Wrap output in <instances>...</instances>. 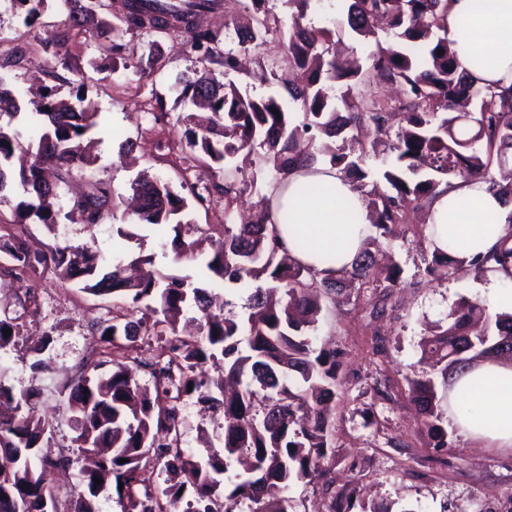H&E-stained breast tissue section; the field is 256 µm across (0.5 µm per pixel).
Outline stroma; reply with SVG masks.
I'll return each instance as SVG.
<instances>
[{
  "label": "stroma",
  "instance_id": "obj_1",
  "mask_svg": "<svg viewBox=\"0 0 512 512\" xmlns=\"http://www.w3.org/2000/svg\"><path fill=\"white\" fill-rule=\"evenodd\" d=\"M268 8L272 20L255 47L240 44L237 36L239 28L252 22L250 0H229L226 7L206 14L204 22L218 34L224 50L248 60V74L235 75L236 83L252 95L281 98L282 83L267 70L285 54L291 17L283 0H269ZM49 38L60 42L59 55L46 52ZM156 58L161 69L143 77L142 69ZM207 68L184 32L160 35L136 29L118 38L100 36L74 27L64 0H47L32 22L14 0H0V79L13 90L42 84L95 105L103 121L95 132L94 177L110 182L120 199L143 169L170 180L182 196L194 188L205 193V203H192L187 214L194 226L187 238L201 243L193 259L173 252L171 228L134 225L121 202L97 226L69 218L71 189L85 181L80 174L59 191L55 207L60 232L74 243L95 245L107 257L117 254L129 261L151 256L154 270L162 275L201 278L212 242L224 237V196L213 188L224 176L201 165L187 148L183 117L188 108L177 100L172 85L178 76ZM208 69L215 77L224 75L223 67ZM129 139L135 147L127 152L123 145ZM23 198L19 188L0 197V235L42 248L50 240L45 228L15 221ZM130 224L135 238L119 237L117 228ZM366 247L380 272L369 284L357 282L337 293L309 332L314 349L343 354L334 410L336 465L328 482L291 485L294 512H332L333 492L353 487L365 500L392 502L394 512H512V454L463 440L453 431L448 454L436 452L409 390L420 367L419 342L426 325L445 320L461 299L488 303L485 277L465 270L445 282L429 281L424 274L432 251L428 227L413 213L393 235L372 233ZM391 265L401 270L395 288L385 285L383 269ZM116 315L134 322L141 317L118 298L90 295L50 273L35 282L0 261V319L16 331L11 344L0 349V365L15 391L33 383L42 389L33 406L54 425L41 443L43 452L65 462L47 477L62 512H70L80 474L89 464L74 441L66 411L65 386L76 367L88 360L135 361L140 384L153 385L145 363L161 353L155 338L139 335L112 346L95 336L96 326ZM45 338L50 365L38 373L32 368L33 349ZM181 417L185 454L201 457L219 451V412L191 397L183 401Z\"/></svg>",
  "mask_w": 512,
  "mask_h": 512
}]
</instances>
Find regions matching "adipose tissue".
Listing matches in <instances>:
<instances>
[{
    "label": "adipose tissue",
    "mask_w": 512,
    "mask_h": 512,
    "mask_svg": "<svg viewBox=\"0 0 512 512\" xmlns=\"http://www.w3.org/2000/svg\"><path fill=\"white\" fill-rule=\"evenodd\" d=\"M447 37L459 69L481 83L512 88V0H452ZM274 215H287L280 239L291 257L320 271L350 266L369 225L367 207L353 184L319 165L277 185ZM512 218L508 203L486 184L439 187L429 211L437 248L454 257L495 249ZM306 239L307 248L297 246ZM446 418L471 442L512 449V361L487 360L458 377L448 389Z\"/></svg>",
    "instance_id": "adipose-tissue-1"
}]
</instances>
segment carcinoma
<instances>
[{"label": "carcinoma", "mask_w": 512, "mask_h": 512, "mask_svg": "<svg viewBox=\"0 0 512 512\" xmlns=\"http://www.w3.org/2000/svg\"><path fill=\"white\" fill-rule=\"evenodd\" d=\"M310 2L286 0L293 25L284 69L300 76L286 82V91L300 105L301 122L293 120L283 100L252 96L207 73L178 80L180 95L192 102L197 88L205 87L207 111L184 117L192 125L187 145L202 161L224 172V240L213 245L205 264L207 278L198 282L151 269L133 280L126 275L124 261L107 268L98 250L59 237L58 213L50 199L73 171L94 163L88 133L99 127L101 113L82 98L78 107L55 91L40 102H26L0 83V118H8L0 122V196L19 183L27 197L16 206L17 223L35 222L52 236L46 250L34 254L22 240L0 236V256L32 276L51 271L91 295H119L144 307L136 324L115 318L98 324L94 334L100 341L128 339L138 327L163 342V360L149 371L153 394L140 385L133 368L120 362L97 376L82 370L67 385L78 447L91 454L111 449L82 474L83 491L74 512H98L99 498L110 497L114 481L123 483L127 512H158L155 498H136L137 474L148 464L161 465L167 473L161 494L169 512H234L241 504L247 512H289L292 505L285 492L290 485L323 479L336 462L332 401L342 361L334 350H314L309 331L317 323L322 301L332 299L336 286L347 279L369 280L376 260L362 250L350 267L334 274L300 265L279 252L277 225L287 223L288 215L273 218L266 196L259 201L254 221L232 223L233 200L254 183L236 162L238 156L252 168L272 166L283 180L296 169L328 165L344 178L360 181L367 177V149L348 152L332 138L373 125L378 139L370 143L371 149L383 142L394 155L392 165L382 172L390 192L369 202L371 225L381 234L403 223L411 206L429 212L443 184L482 182L512 197V181L502 185L492 176L494 166L512 161V91L481 86L458 72L451 43L439 35L445 30L450 0H346L344 23L354 34L373 35L374 23L382 17L388 19L392 38L405 42L372 56L377 78L401 86L402 97L393 105L375 96L354 99V89L366 73L330 56L332 30L302 25ZM65 3L74 22L100 35L117 36L176 21L191 33L193 51L221 59L226 73L236 70V55L221 50L217 34L198 23L202 15L221 7V0H121L119 13L110 20L90 12L87 0ZM463 101L478 103L468 121L459 112ZM274 109L279 114L272 113ZM22 116L28 118L27 134L13 125ZM391 121L400 124L393 136L387 128ZM322 136L325 140L315 150L302 148ZM130 190L136 224L172 226L170 245L175 254L195 256L193 244L182 236L183 229L191 227L184 220L187 199L175 193L169 181L148 173L138 174ZM70 204L82 223L93 226L111 213L114 193L110 183L93 179ZM493 262L505 271L512 266L511 234L505 235L497 252L469 259L450 257L435 247L426 273L446 281L466 266L484 274ZM262 278L266 286H256L242 320L225 316L223 297L208 287L210 281L238 284ZM187 307L199 313L202 336L165 338L166 333H175ZM420 349V361L429 370L416 372L409 380L411 398L434 439L433 448L446 452L442 398L434 376H440L446 388L449 377L475 362L512 355V314H492L478 301H463L450 309L446 325L422 338ZM210 360L241 388L213 396L209 380L198 370ZM39 395L36 386L17 395L0 377V512H44L45 474L57 462L38 454L29 441L43 437L51 424L21 412ZM194 395L221 412L222 456L212 453L194 459L183 454L178 403ZM241 457L248 461L247 468L224 485L219 476ZM96 478L102 480L98 486ZM355 508L392 512L391 504L367 502L354 490L333 493L332 512Z\"/></svg>", "instance_id": "obj_1"}]
</instances>
